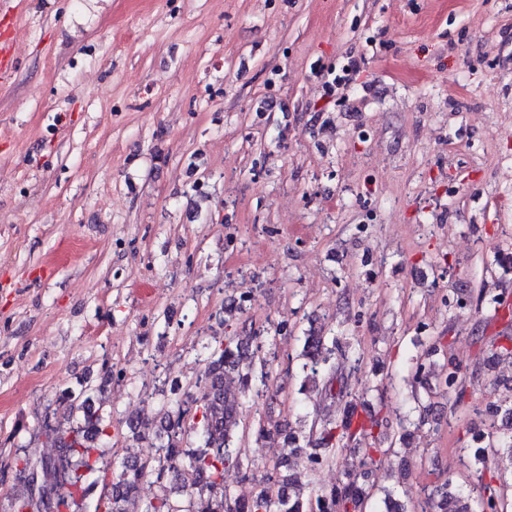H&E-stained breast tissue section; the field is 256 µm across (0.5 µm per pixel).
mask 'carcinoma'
Masks as SVG:
<instances>
[{
	"label": "carcinoma",
	"instance_id": "cac0c4a2",
	"mask_svg": "<svg viewBox=\"0 0 512 512\" xmlns=\"http://www.w3.org/2000/svg\"><path fill=\"white\" fill-rule=\"evenodd\" d=\"M479 300L488 305L487 322L512 319V304L504 294L489 296L483 288ZM253 340V334L248 332L229 339L210 353L204 374L197 381L200 392L195 398L194 414L167 402L153 421L129 420V428L135 435L150 431L162 440L161 453L154 460L125 456L113 462V468H108L104 464L108 450L100 442L107 436L111 412L103 402L95 401L91 388L61 389L57 401L72 424L63 430L45 422V438L55 452L37 459L27 456L16 459V472L24 482V492L9 500L7 512H126L124 503L136 498L145 478L154 474L160 480L167 473L174 475L181 498L173 499L163 492L148 500L141 512H362L370 495L366 467L373 463L375 455H387L393 448L383 447L384 441L375 434V429L380 427L377 413L369 410L360 417L353 403L342 414L312 424L306 435L301 431L286 434L288 456L278 462L280 467H291L292 458L304 451L300 440L312 441L316 428L319 451L308 455L313 465L322 464L340 445L358 443L370 435L372 442L360 449L361 466L365 470L348 482L322 487L314 492V500L308 502L302 501L297 492L284 493L275 500L261 493L240 500L224 486L225 469L251 470L239 436L240 396L250 393L256 401L262 398L273 373L270 360L250 351ZM350 354L352 346L343 337L328 336L323 328L310 326L302 350L303 386L319 389L333 403L347 397L349 377L336 367V360H346ZM438 379V387L448 395L452 408L471 407L475 413H482L479 405L472 403V392L455 358L448 357L440 366ZM230 383L238 385V392L228 388ZM192 435L198 441L194 448L187 445ZM477 441L481 446L472 451L476 461L491 455L512 469V401L504 408L497 406L489 410L488 432ZM501 472L502 468H497L487 481L483 475H476L467 492L450 479L439 499H428L421 512H509L505 499L492 486ZM98 473L102 474L100 480L111 486L110 494L94 496V488L100 481L95 478ZM35 475L47 478L56 489L51 511L35 495Z\"/></svg>",
	"mask_w": 512,
	"mask_h": 512
}]
</instances>
